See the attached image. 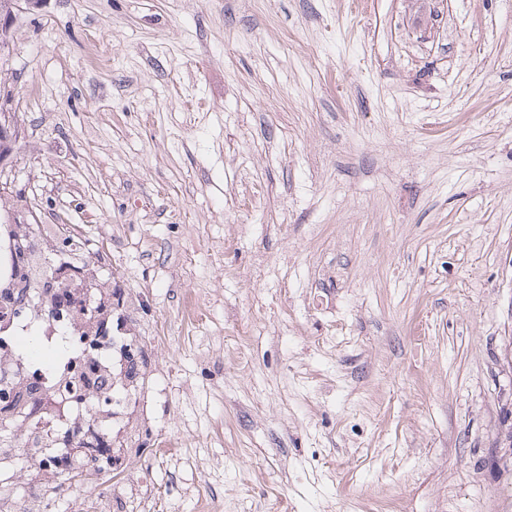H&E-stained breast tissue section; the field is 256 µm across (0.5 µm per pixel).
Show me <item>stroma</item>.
<instances>
[{
    "mask_svg": "<svg viewBox=\"0 0 512 512\" xmlns=\"http://www.w3.org/2000/svg\"><path fill=\"white\" fill-rule=\"evenodd\" d=\"M6 208L104 258L112 492L512 512V0H26Z\"/></svg>",
    "mask_w": 512,
    "mask_h": 512,
    "instance_id": "1",
    "label": "stroma"
}]
</instances>
